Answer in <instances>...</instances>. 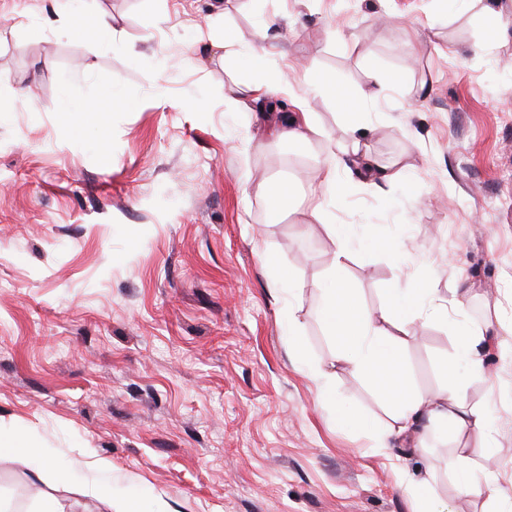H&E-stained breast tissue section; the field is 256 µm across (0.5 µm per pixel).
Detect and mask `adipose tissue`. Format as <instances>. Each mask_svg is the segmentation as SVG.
Here are the masks:
<instances>
[{
    "instance_id": "obj_1",
    "label": "adipose tissue",
    "mask_w": 512,
    "mask_h": 512,
    "mask_svg": "<svg viewBox=\"0 0 512 512\" xmlns=\"http://www.w3.org/2000/svg\"><path fill=\"white\" fill-rule=\"evenodd\" d=\"M306 85L312 94L334 99L348 117L347 141L336 152L315 158V169L325 193L334 198L346 196L349 183L342 173L352 169L369 181L392 183L398 173L369 152V129L361 118L357 100L344 92L335 77L327 74H311ZM291 96L294 110L273 118V137L304 145L323 140L325 132L309 112L307 98ZM320 290L319 314L328 335L336 342V352L329 363L306 366L305 374L325 401L331 397L337 368L364 374L377 383L395 408L392 422L370 425L377 450H386L392 438L414 437L418 423L424 418L445 424L459 434L475 432L489 436L492 429L489 411L464 403L462 388L454 379V368L446 370L451 378L447 390L435 397L415 392L406 378L397 347L411 334L416 289L407 285L389 288L387 305L374 311L362 309L353 288L336 275H329ZM446 468L464 492L483 498L486 506L498 501L500 485L491 470L475 462L468 446H458L449 456Z\"/></svg>"
}]
</instances>
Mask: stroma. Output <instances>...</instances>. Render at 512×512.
<instances>
[{"mask_svg":"<svg viewBox=\"0 0 512 512\" xmlns=\"http://www.w3.org/2000/svg\"><path fill=\"white\" fill-rule=\"evenodd\" d=\"M0 0V436L40 449L55 475L105 463L116 495L167 512H414L402 473L450 512H483L444 462L494 453L512 512V363H457L465 323L512 332V0ZM108 15L93 40L73 18ZM236 57L219 63L225 33ZM384 77L365 97L367 72ZM281 73L327 137L268 140L224 85ZM360 100L373 156L401 171L352 180L325 224L270 221L256 180L335 150L338 106L304 76ZM394 74L401 83L391 82ZM70 112H62L60 104ZM361 244L333 266L326 224ZM363 307L401 282L447 318H418L401 348L415 390L490 407L494 450L431 424L423 452H379L357 417L390 420L369 378L337 370L334 408L302 371L329 363L317 315L329 271ZM292 287H273L278 272ZM301 326L288 333V312ZM45 496L96 512L73 486L0 463V499Z\"/></svg>","mask_w":512,"mask_h":512,"instance_id":"1","label":"stroma"}]
</instances>
